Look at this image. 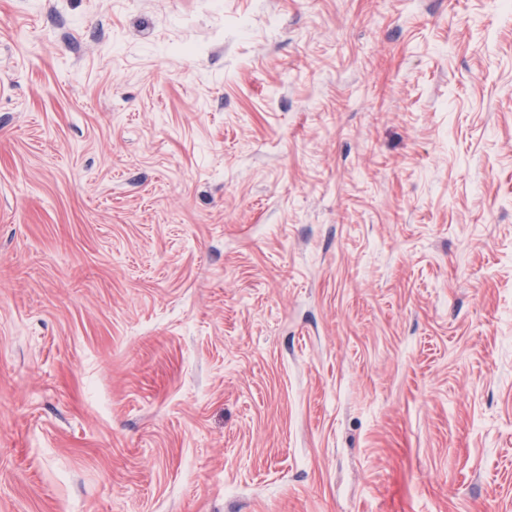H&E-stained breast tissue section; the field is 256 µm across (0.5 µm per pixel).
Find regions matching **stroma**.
I'll return each instance as SVG.
<instances>
[{"mask_svg": "<svg viewBox=\"0 0 512 512\" xmlns=\"http://www.w3.org/2000/svg\"><path fill=\"white\" fill-rule=\"evenodd\" d=\"M0 512H512V0H0Z\"/></svg>", "mask_w": 512, "mask_h": 512, "instance_id": "1", "label": "stroma"}]
</instances>
